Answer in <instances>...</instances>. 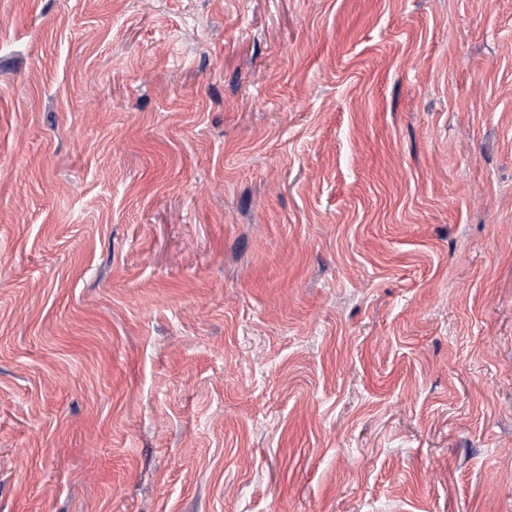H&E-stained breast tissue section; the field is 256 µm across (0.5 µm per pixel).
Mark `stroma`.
<instances>
[{"mask_svg": "<svg viewBox=\"0 0 512 512\" xmlns=\"http://www.w3.org/2000/svg\"><path fill=\"white\" fill-rule=\"evenodd\" d=\"M0 512H512V0H0Z\"/></svg>", "mask_w": 512, "mask_h": 512, "instance_id": "1", "label": "stroma"}]
</instances>
